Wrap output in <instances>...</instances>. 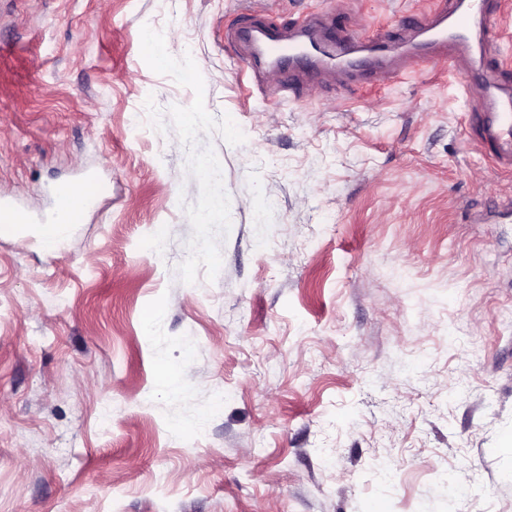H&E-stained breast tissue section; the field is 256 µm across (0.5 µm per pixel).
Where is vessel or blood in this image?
Segmentation results:
<instances>
[{
	"label": "vessel or blood",
	"instance_id": "vessel-or-blood-1",
	"mask_svg": "<svg viewBox=\"0 0 512 512\" xmlns=\"http://www.w3.org/2000/svg\"><path fill=\"white\" fill-rule=\"evenodd\" d=\"M423 37L408 49L411 59L421 60L437 51L449 55L468 54L474 48L490 53L499 38V30L479 0H455L450 13H436L421 27ZM225 36L244 51V62L255 77L270 71L313 72L329 69L341 61L348 73L392 80L389 65L391 43L381 36L353 34L346 38H322L319 21L303 31H284L268 15L255 14L247 23L228 29ZM464 85L485 89L479 105L468 113L471 127L493 154L496 162L512 167V87L503 84L492 64L475 66L462 77ZM103 183L88 176L65 181L52 189L53 208L44 215H32L13 202L0 197V226L15 224H52L69 227L80 223L87 206L94 203Z\"/></svg>",
	"mask_w": 512,
	"mask_h": 512
}]
</instances>
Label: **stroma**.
<instances>
[{"mask_svg":"<svg viewBox=\"0 0 512 512\" xmlns=\"http://www.w3.org/2000/svg\"><path fill=\"white\" fill-rule=\"evenodd\" d=\"M452 3L0 0V196L108 185L57 250L0 237V512H512L479 89L425 62L268 99L225 38L256 9L406 46Z\"/></svg>","mask_w":512,"mask_h":512,"instance_id":"obj_1","label":"stroma"}]
</instances>
